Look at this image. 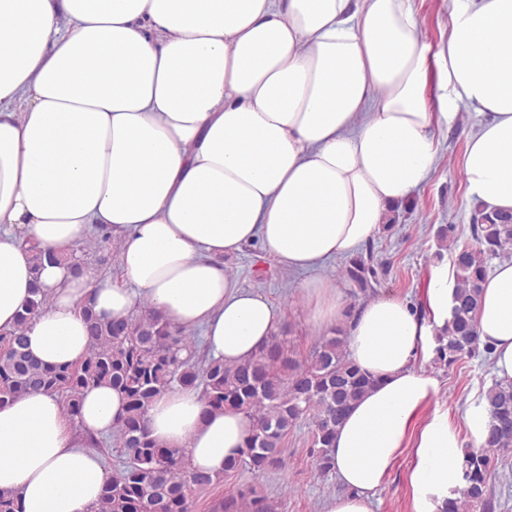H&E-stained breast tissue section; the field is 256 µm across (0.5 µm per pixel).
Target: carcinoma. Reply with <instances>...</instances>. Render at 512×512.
<instances>
[{"label":"carcinoma","instance_id":"obj_1","mask_svg":"<svg viewBox=\"0 0 512 512\" xmlns=\"http://www.w3.org/2000/svg\"><path fill=\"white\" fill-rule=\"evenodd\" d=\"M475 244L457 250L456 287L448 323L435 336V361L452 366L479 350L476 311L487 277V262L512 253V212L473 216ZM68 256L35 250L33 271L43 263ZM351 281L365 288L375 276L362 255L346 269ZM48 298L33 287L18 314L17 328L0 333V404L33 391L64 397L66 416L77 420L83 397L107 385L124 394L125 412L113 437L123 465L106 481L95 512H191L192 494L221 479L192 470L186 452L164 448L152 438L146 414L167 391L199 388L205 407L229 408L250 420L239 455L224 464V473L245 471L255 478L277 467L290 430L302 420L311 426V448L318 472H332L331 448L336 428L350 406L376 385V380L350 358L344 328L323 334L306 363L288 355L287 332L272 336L251 359L236 365L209 358L197 365L193 337L171 326L160 314L144 312L125 320H102L83 307L90 347L79 363L43 365L25 351L23 332L47 306ZM487 432L479 448H468L460 462L463 488L448 498L443 512H493L490 482L495 452L512 446V380H497L485 395ZM224 512H271L266 499L250 488L218 504Z\"/></svg>","mask_w":512,"mask_h":512}]
</instances>
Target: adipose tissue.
Returning <instances> with one entry per match:
<instances>
[{"instance_id":"ef3b65f1","label":"adipose tissue","mask_w":512,"mask_h":512,"mask_svg":"<svg viewBox=\"0 0 512 512\" xmlns=\"http://www.w3.org/2000/svg\"><path fill=\"white\" fill-rule=\"evenodd\" d=\"M465 103L482 118L463 155L466 193L510 212L512 0H453L435 49L413 0H0V331L37 281L49 304L25 339L43 363L86 354L84 303L125 319L141 301L242 363L284 324L225 265L261 242L310 273L313 321L344 325L350 358L377 380L336 429L345 492L324 512H373L407 447L413 512H442L462 444L447 415L415 428L437 383L413 362L448 321L454 270L432 268L424 313L378 297L348 318L318 271L427 180L437 133ZM97 225L120 245L126 285L69 264L33 272L31 245L66 251ZM476 321L512 380V261L486 279ZM124 408L121 392L95 387L73 430L51 394L0 404V492L22 512H94L107 472L92 449ZM147 424L212 476L250 426L191 388L158 396Z\"/></svg>"}]
</instances>
